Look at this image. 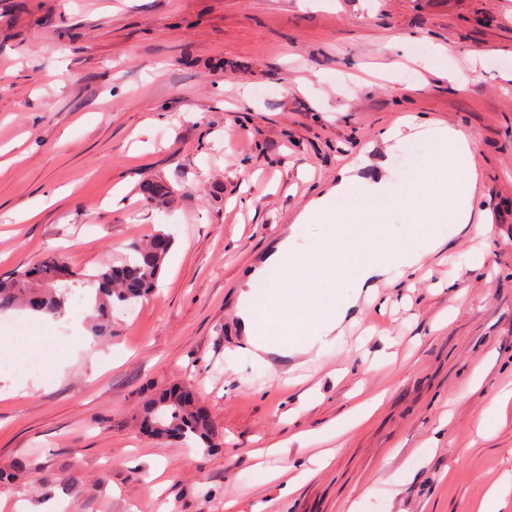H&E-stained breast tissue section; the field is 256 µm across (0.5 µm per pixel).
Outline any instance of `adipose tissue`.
<instances>
[{
  "mask_svg": "<svg viewBox=\"0 0 512 512\" xmlns=\"http://www.w3.org/2000/svg\"><path fill=\"white\" fill-rule=\"evenodd\" d=\"M433 148L400 184L360 177L344 167L335 186L310 200L297 217L323 233L313 256L294 260L292 237L253 267L239 290L236 316L253 361L302 354L321 359L343 337V325L361 299L374 297L377 281L409 279L443 244L432 224L459 231L473 224L477 167L467 136L451 127L431 132ZM409 224L405 241L389 242L384 226L392 210Z\"/></svg>",
  "mask_w": 512,
  "mask_h": 512,
  "instance_id": "1",
  "label": "adipose tissue"
}]
</instances>
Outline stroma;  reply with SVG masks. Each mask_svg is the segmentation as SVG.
I'll return each mask as SVG.
<instances>
[{
  "instance_id": "35a3bbf8",
  "label": "stroma",
  "mask_w": 512,
  "mask_h": 512,
  "mask_svg": "<svg viewBox=\"0 0 512 512\" xmlns=\"http://www.w3.org/2000/svg\"><path fill=\"white\" fill-rule=\"evenodd\" d=\"M407 115L469 137L472 227L435 225L420 278L378 282L320 361L225 360L239 281L288 234L307 255L322 227L299 213L358 156L382 159ZM146 181L174 203L142 204ZM159 231V286L114 310L111 342L78 346L86 287L64 321L0 313V470L27 464L0 486L9 512H479L512 479V405L484 411L512 390V0H0V274L50 254L89 274ZM174 384L223 448L140 431ZM378 394L363 424L318 436ZM298 432L289 456L336 457L284 497L258 468L286 458L256 451Z\"/></svg>"
}]
</instances>
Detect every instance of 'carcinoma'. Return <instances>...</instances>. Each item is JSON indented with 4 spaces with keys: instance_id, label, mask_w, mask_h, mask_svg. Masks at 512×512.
Returning <instances> with one entry per match:
<instances>
[{
    "instance_id": "carcinoma-1",
    "label": "carcinoma",
    "mask_w": 512,
    "mask_h": 512,
    "mask_svg": "<svg viewBox=\"0 0 512 512\" xmlns=\"http://www.w3.org/2000/svg\"><path fill=\"white\" fill-rule=\"evenodd\" d=\"M139 193L147 206L164 207L174 201V189L157 181L142 183ZM172 245L169 234L157 232L146 242L134 244L132 257L118 265L101 267L91 275L73 270L58 255L50 256L39 265L38 282L28 270L0 279V312L22 307L57 318L64 314L71 288L88 285L94 299L90 331L102 341L109 340L112 310L129 306L155 289ZM182 389L181 385H172L146 401L139 424L151 422L156 425L153 437L177 440L188 448L195 444L209 452L222 447L224 433L201 406L185 400Z\"/></svg>"
}]
</instances>
